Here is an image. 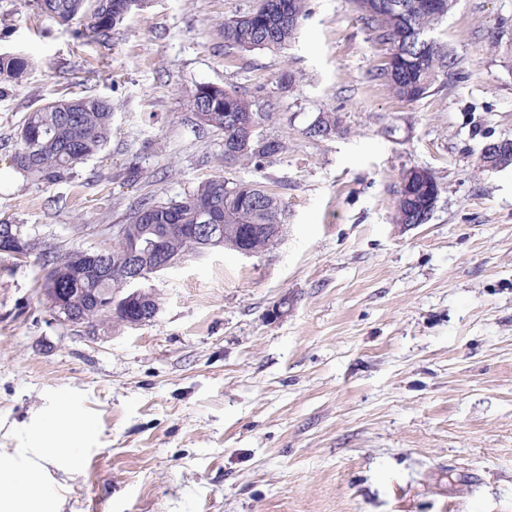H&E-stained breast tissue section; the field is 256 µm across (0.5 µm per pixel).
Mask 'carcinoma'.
<instances>
[{
  "mask_svg": "<svg viewBox=\"0 0 512 512\" xmlns=\"http://www.w3.org/2000/svg\"><path fill=\"white\" fill-rule=\"evenodd\" d=\"M398 0H353L364 24L375 29L379 39L390 44L388 64L374 77L384 81L397 98L414 102L424 98L439 78L455 68L457 59L434 36L435 26L448 15V2L440 0L433 12L409 13L394 7ZM123 0H37L41 12L63 24H76L82 31L105 40L123 24ZM307 0H260L248 13L224 20L218 30L227 49L255 50L287 48L307 16ZM28 58L0 53V97L9 86L27 75ZM205 108L200 124L224 134V161H246L256 167L280 156L284 143L254 136L241 140L240 120L251 118L258 127L273 119L272 112H256L251 102L235 90L211 86L201 98L189 101L191 112ZM112 125V102L106 98L76 97L50 101L28 113L17 131L12 154L13 168L43 184L67 179L73 170L100 151L108 142ZM208 208L216 217L224 248L234 250L242 228L258 224H282L285 207L281 198L255 181L215 176L202 181L180 200L168 202L144 198L128 217L134 233L158 238L171 254L203 250L202 242L170 224H203L201 211ZM88 261V253L72 250L51 257L50 270L41 287L57 290L66 304L79 311L83 321L99 318L96 300L123 287L112 266L104 273L71 277L69 273Z\"/></svg>",
  "mask_w": 512,
  "mask_h": 512,
  "instance_id": "1",
  "label": "carcinoma"
}]
</instances>
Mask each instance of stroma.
<instances>
[{"label":"stroma","instance_id":"1","mask_svg":"<svg viewBox=\"0 0 512 512\" xmlns=\"http://www.w3.org/2000/svg\"><path fill=\"white\" fill-rule=\"evenodd\" d=\"M256 3L148 0L105 43L0 0V53L33 62L0 98V220L39 243L0 253V449L56 512H512V168L476 165L512 138V0H457L435 35L459 63L413 103L374 79L389 46L350 0H310L288 49H225L216 26ZM204 83L274 113L285 152L225 164L186 107ZM80 95L114 106L104 149L54 185L13 169L28 112ZM321 112L343 132L308 138ZM412 167L441 193L405 227ZM216 175L280 194L273 247L153 275L139 326L52 316L44 253L111 247L137 199ZM60 406L74 466L34 454Z\"/></svg>","mask_w":512,"mask_h":512}]
</instances>
